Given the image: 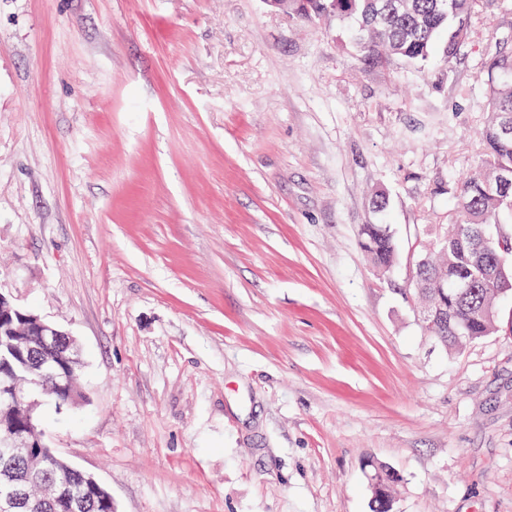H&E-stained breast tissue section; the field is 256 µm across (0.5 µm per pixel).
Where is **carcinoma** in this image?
I'll use <instances>...</instances> for the list:
<instances>
[{
    "instance_id": "carcinoma-1",
    "label": "carcinoma",
    "mask_w": 512,
    "mask_h": 512,
    "mask_svg": "<svg viewBox=\"0 0 512 512\" xmlns=\"http://www.w3.org/2000/svg\"><path fill=\"white\" fill-rule=\"evenodd\" d=\"M477 0H288V14L302 23H315L334 17L347 24L349 43L368 63L398 58L423 65L434 44L446 40V53L452 57L465 45L468 23ZM487 71L488 120L481 131L487 156L482 172L467 173L458 179L456 193L469 229V239L456 250L448 244L456 239L457 224L441 237L437 249L425 253L415 270V291L422 305H437L439 316L425 327L435 337L459 352L470 343L494 333L500 327L498 299L512 294V267L497 259V232L494 224L512 215V191L502 197L485 193V184L504 167L512 168V135L502 127L512 122V52L496 51L485 59ZM360 248L381 271L389 270L396 249L387 224H365ZM467 280L471 288L464 294L450 284ZM0 367L20 373L23 367L11 351L7 337L0 335ZM11 472L28 479L29 493L46 500L33 511L24 505L15 512H71L69 499L61 493L68 488L86 499L84 512H112V499L90 488L74 471L53 464L35 477H29L22 458L0 457V475ZM400 476L387 465H368L371 490L370 512H392L394 489Z\"/></svg>"
}]
</instances>
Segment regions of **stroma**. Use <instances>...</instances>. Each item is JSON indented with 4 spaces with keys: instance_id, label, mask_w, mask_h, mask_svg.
<instances>
[{
    "instance_id": "obj_1",
    "label": "stroma",
    "mask_w": 512,
    "mask_h": 512,
    "mask_svg": "<svg viewBox=\"0 0 512 512\" xmlns=\"http://www.w3.org/2000/svg\"><path fill=\"white\" fill-rule=\"evenodd\" d=\"M265 0H0V293L75 339L48 443L113 512H512V332L447 353L410 292L481 170L467 47L364 64ZM389 197L397 263L358 246ZM367 467L371 490L370 511L392 512L394 489L400 482L399 474L380 462H371Z\"/></svg>"
}]
</instances>
